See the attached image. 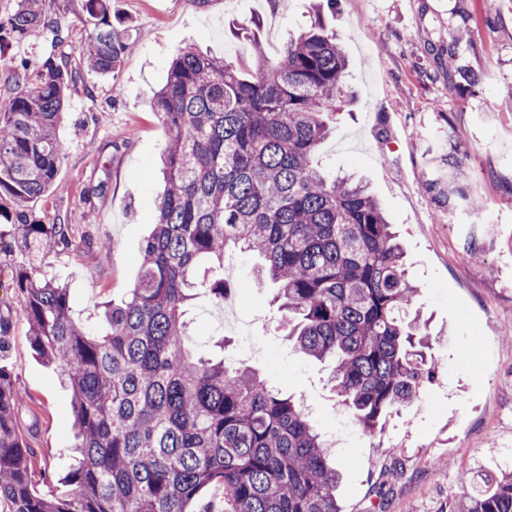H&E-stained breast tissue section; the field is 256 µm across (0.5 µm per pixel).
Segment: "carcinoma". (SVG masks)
<instances>
[{"mask_svg":"<svg viewBox=\"0 0 512 512\" xmlns=\"http://www.w3.org/2000/svg\"><path fill=\"white\" fill-rule=\"evenodd\" d=\"M57 10L58 0H14L0 17L16 39L53 34L51 51L33 69L13 64L0 93V199L14 204L0 218L36 251L71 240L63 219L27 209L56 181L68 93L85 68L115 75L129 47L112 0H82L85 35L71 58ZM466 32H448V75L472 94ZM346 68L319 20L279 57L258 55L248 78L192 46L172 60L152 99L169 133L157 219L128 297L105 306V330L92 333L69 288L39 268L13 275L17 318L71 388L78 443L74 499L36 494L15 424L23 396L0 363V512H188L215 483L224 512H341L340 473L303 406L251 366L194 356L185 336L198 295L222 303L231 291L215 272L239 249L263 258L245 287L274 290L293 350L332 363V389L363 434L436 379L428 322L379 201L314 162L347 96ZM449 512H512V469L452 498Z\"/></svg>","mask_w":512,"mask_h":512,"instance_id":"1","label":"carcinoma"}]
</instances>
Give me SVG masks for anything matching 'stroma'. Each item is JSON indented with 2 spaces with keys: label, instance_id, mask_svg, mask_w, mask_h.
<instances>
[{
  "label": "stroma",
  "instance_id": "stroma-1",
  "mask_svg": "<svg viewBox=\"0 0 512 512\" xmlns=\"http://www.w3.org/2000/svg\"><path fill=\"white\" fill-rule=\"evenodd\" d=\"M317 16L346 56L355 94L317 159L328 175L363 178L399 231L416 304L436 336L437 378L371 437L328 385L329 365L292 351L271 293L240 297L248 337L225 334L211 321L219 305L194 300L189 345L259 369L304 405L318 432L335 436L342 512H371L372 490L390 466L396 472L383 512H447L479 475L512 462V341L504 337L512 329V0L490 14L481 0H337L332 10L327 0H112V21L129 31L132 47L116 77L86 73L72 88L55 186L28 205L37 217L60 215L74 234L69 245L27 253L13 248L12 227L0 222V314L19 305L12 270L34 265L68 284L74 310L99 330L101 304L131 288L156 219L168 132L150 101L172 58L193 44L248 73L255 47L277 55ZM462 23L474 32L463 49L479 78L473 94L452 88L435 53ZM51 38L46 29L5 38L0 83L12 62L37 63ZM453 156L459 163L452 168ZM437 176L479 199L480 209L426 191ZM102 242L107 254L86 257ZM0 360L25 396L16 420L35 452L34 490L71 499L70 388L32 351L21 322L13 323Z\"/></svg>",
  "mask_w": 512,
  "mask_h": 512
}]
</instances>
